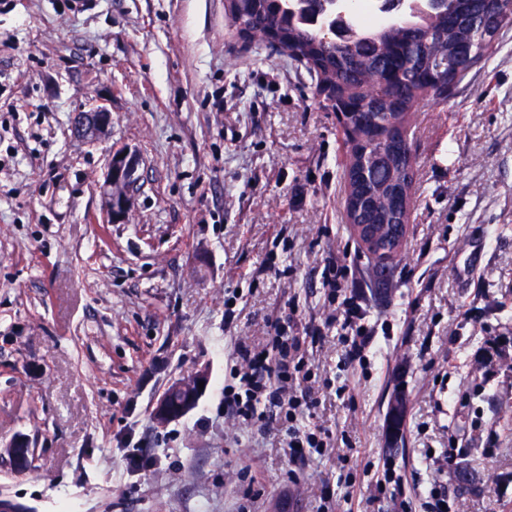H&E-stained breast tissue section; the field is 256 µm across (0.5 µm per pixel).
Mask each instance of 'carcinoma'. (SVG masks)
<instances>
[{
  "instance_id": "cac0c4a2",
  "label": "carcinoma",
  "mask_w": 512,
  "mask_h": 512,
  "mask_svg": "<svg viewBox=\"0 0 512 512\" xmlns=\"http://www.w3.org/2000/svg\"><path fill=\"white\" fill-rule=\"evenodd\" d=\"M225 9L249 41L267 45V35L276 34L278 50L304 66L314 87H335L350 111L365 113L364 123L352 124L343 174L344 211L354 223H394V192H413L407 136L392 139L378 160H362L387 125L405 131L419 101L447 102L466 77L465 56L485 61L512 30V0H408L396 20L351 22L345 39L332 21L313 24L304 0H225Z\"/></svg>"
}]
</instances>
